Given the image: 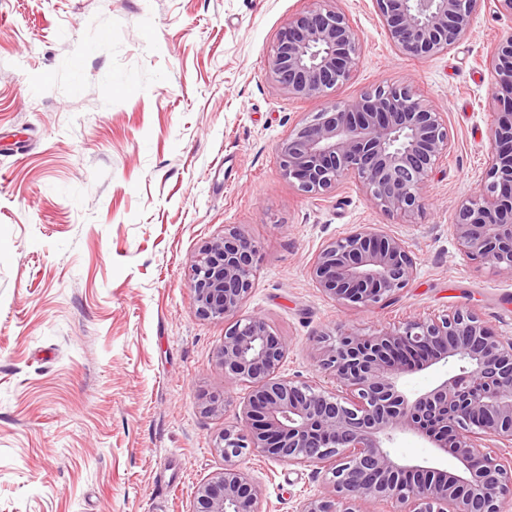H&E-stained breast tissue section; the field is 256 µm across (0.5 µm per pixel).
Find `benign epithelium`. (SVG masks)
<instances>
[{"label": "benign epithelium", "mask_w": 512, "mask_h": 512, "mask_svg": "<svg viewBox=\"0 0 512 512\" xmlns=\"http://www.w3.org/2000/svg\"><path fill=\"white\" fill-rule=\"evenodd\" d=\"M313 0L280 29L266 74L295 98L327 97L350 76L360 38L348 17ZM396 47L430 58L470 29L473 0H375ZM489 66L501 92L489 131L483 184L451 225L469 260L512 276V31ZM452 147L443 113L410 85L380 84L353 100L334 98L278 145L284 174L305 194L354 178L377 209L409 218L423 209L433 168ZM257 247L237 228L207 242L191 266L197 312L231 321L218 358L224 377L250 387L236 423L214 450L224 470L196 490L194 512H263V490L234 463L251 455L311 467L328 491L297 512H509L512 508V338L497 335L475 311L413 316L375 334L326 336L316 362L325 380L280 375L285 337L257 314L243 317L254 287ZM407 243L370 226L328 241L309 267L318 288L340 307L375 309L414 279ZM457 360L458 372L415 395L405 375ZM398 433L428 441L457 461L453 471L394 457Z\"/></svg>", "instance_id": "7a95c632"}]
</instances>
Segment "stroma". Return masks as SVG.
I'll return each mask as SVG.
<instances>
[{
    "label": "stroma",
    "mask_w": 512,
    "mask_h": 512,
    "mask_svg": "<svg viewBox=\"0 0 512 512\" xmlns=\"http://www.w3.org/2000/svg\"><path fill=\"white\" fill-rule=\"evenodd\" d=\"M310 4L0 0V512H192L249 394L225 379L224 322L198 315L190 286L225 228L258 248L243 312L287 339L285 377L319 379L324 334L459 307L512 338V278L468 260L449 230L485 179L488 54L512 22L476 0L470 31L419 58L394 46L374 0H330L362 39L336 97L410 85L447 117L452 149L407 220L355 179L308 195L282 171L279 142L327 101L278 90L266 62ZM364 224L404 239L417 274L385 306L343 308L308 268ZM225 394V413H205ZM236 463L265 512H298L325 490L304 467Z\"/></svg>",
    "instance_id": "35a3bbf8"
}]
</instances>
